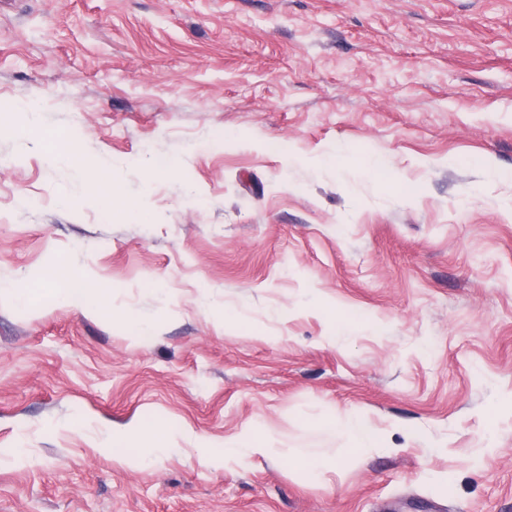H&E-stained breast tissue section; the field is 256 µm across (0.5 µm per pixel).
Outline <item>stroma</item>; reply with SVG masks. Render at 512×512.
<instances>
[{
	"label": "stroma",
	"mask_w": 512,
	"mask_h": 512,
	"mask_svg": "<svg viewBox=\"0 0 512 512\" xmlns=\"http://www.w3.org/2000/svg\"><path fill=\"white\" fill-rule=\"evenodd\" d=\"M0 106V512H512V0H0ZM52 284L57 288H25L20 291L18 298L24 304L32 303L42 294H49L64 300H76L73 292L76 288L87 283L88 276L83 270L68 261H59L51 273ZM346 430L354 444V450L360 452L365 448L373 447V435L359 420L351 419L346 424ZM273 455L281 456L289 465L305 468L310 477L316 480L320 479L324 470L329 467V462L321 458L311 457L300 460L293 458L288 451L274 448L268 441L252 435H244L232 443H224V465L231 461L242 462L251 457H269Z\"/></svg>",
	"instance_id": "obj_1"
}]
</instances>
